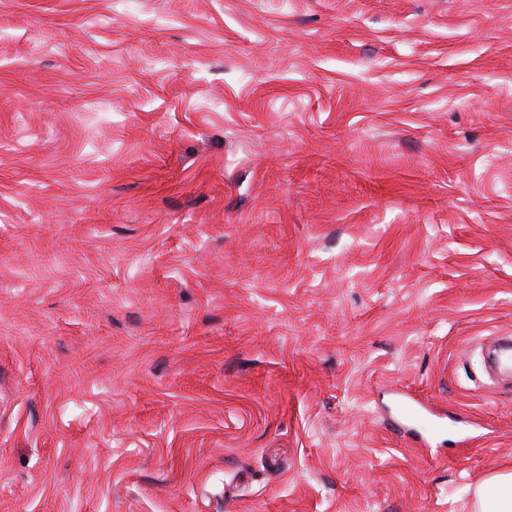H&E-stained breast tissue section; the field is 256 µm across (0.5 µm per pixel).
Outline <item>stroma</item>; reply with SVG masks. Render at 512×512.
<instances>
[{
  "label": "stroma",
  "instance_id": "1",
  "mask_svg": "<svg viewBox=\"0 0 512 512\" xmlns=\"http://www.w3.org/2000/svg\"><path fill=\"white\" fill-rule=\"evenodd\" d=\"M502 334L512 0H0V512H473ZM396 411L398 416L411 427V430H416L418 426L425 427L426 418L424 411H427V408L423 407L412 397H403L398 402Z\"/></svg>",
  "mask_w": 512,
  "mask_h": 512
}]
</instances>
